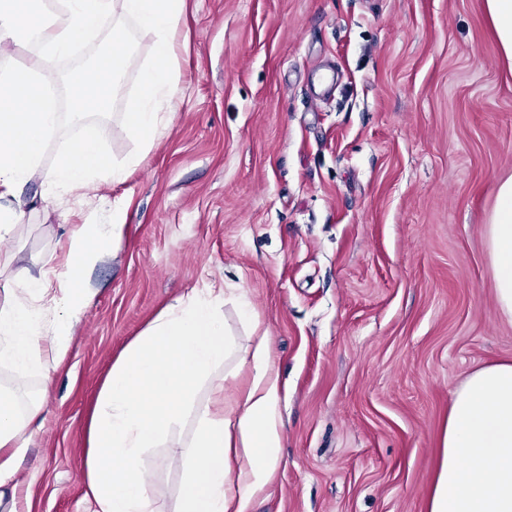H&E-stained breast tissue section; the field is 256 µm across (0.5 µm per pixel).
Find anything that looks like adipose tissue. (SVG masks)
Instances as JSON below:
<instances>
[{"label": "adipose tissue", "instance_id": "1", "mask_svg": "<svg viewBox=\"0 0 512 512\" xmlns=\"http://www.w3.org/2000/svg\"><path fill=\"white\" fill-rule=\"evenodd\" d=\"M185 0H64L61 19L46 15L41 0H0V42H37L28 65L0 72V240L12 236L27 204L25 186L39 174L45 145L63 118L81 122L78 141L62 154L40 197L56 209L73 192L105 176L122 181L89 115L107 111L121 94L132 30L153 37V60L140 77L138 100L125 127L151 147L167 124L161 99L173 98L179 77L172 65L174 39ZM109 28L108 50L74 80L69 116L56 112L44 59ZM125 212L112 221L72 225L61 266L32 274L16 265L0 285V363L24 377L43 357L60 364L74 320L88 299L87 276L112 250ZM495 280V302L512 320V176L502 180L485 229ZM224 291L195 288L162 309L112 361L86 423L85 489L94 512H155L141 469L146 449L193 412L195 429L181 445L184 482L174 512H251L281 462L279 406L287 396L267 335L233 349L224 327ZM235 369H226L230 353ZM207 397L194 404L198 384ZM40 406H21L0 390V488L13 482L18 460L37 435ZM428 512H512V361L472 371L448 412L441 458Z\"/></svg>", "mask_w": 512, "mask_h": 512}]
</instances>
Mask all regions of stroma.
Returning <instances> with one entry per match:
<instances>
[{"label":"stroma","instance_id":"obj_1","mask_svg":"<svg viewBox=\"0 0 512 512\" xmlns=\"http://www.w3.org/2000/svg\"><path fill=\"white\" fill-rule=\"evenodd\" d=\"M483 4L186 0L151 150L112 104L96 121L124 180L26 212L0 248L36 273L62 263L70 225L126 213L61 365L20 382L0 364V389L43 408L16 474L33 512H87L85 422L113 357L204 286L238 344L269 336L288 384L286 464L252 512H427L456 391L512 360L484 242L512 174V70ZM143 465L172 512L179 456Z\"/></svg>","mask_w":512,"mask_h":512}]
</instances>
